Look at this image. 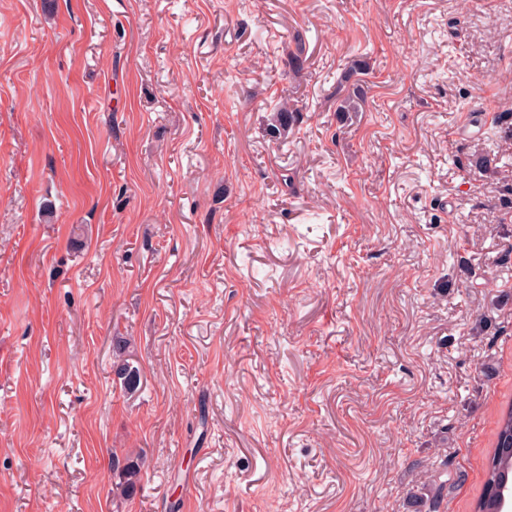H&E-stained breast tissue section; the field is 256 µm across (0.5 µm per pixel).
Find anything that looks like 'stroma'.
<instances>
[{"label":"stroma","instance_id":"obj_1","mask_svg":"<svg viewBox=\"0 0 512 512\" xmlns=\"http://www.w3.org/2000/svg\"><path fill=\"white\" fill-rule=\"evenodd\" d=\"M504 112L512 0H0V512H471ZM357 73V69L355 66L351 67V69L346 72L344 75V80L342 79L340 81V86L338 87V92L336 93V100H337V112H359L360 111V102L363 101V92L361 88L359 87L358 83H353V86H355V90L357 92V95L347 92L346 95H344L342 98L339 97L343 89L341 88V85H343V82L348 83L352 76ZM354 90V93H355ZM112 465V492L121 498L132 496L136 492L143 466L140 455L126 453L123 465H120L119 457L113 455ZM433 470L429 480L412 496L417 512H443L442 505L448 495L447 481L440 480V468Z\"/></svg>","mask_w":512,"mask_h":512}]
</instances>
